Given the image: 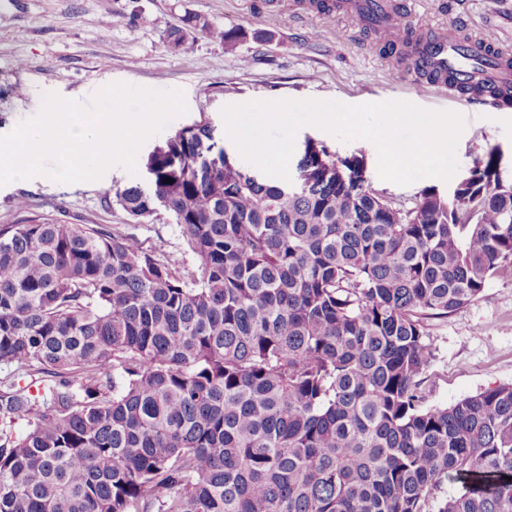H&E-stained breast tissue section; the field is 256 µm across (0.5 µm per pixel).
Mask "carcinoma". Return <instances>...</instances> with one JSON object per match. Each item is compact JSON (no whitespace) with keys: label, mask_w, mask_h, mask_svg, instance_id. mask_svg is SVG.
Returning <instances> with one entry per match:
<instances>
[{"label":"carcinoma","mask_w":512,"mask_h":512,"mask_svg":"<svg viewBox=\"0 0 512 512\" xmlns=\"http://www.w3.org/2000/svg\"><path fill=\"white\" fill-rule=\"evenodd\" d=\"M200 35L262 37L187 13L165 43L187 56ZM362 160L309 141L290 190L211 123L183 126L146 159L151 192L112 190L135 223L181 227L161 255L18 204L0 224V512H512V384L450 406L425 386L428 320L512 274L499 153L408 209Z\"/></svg>","instance_id":"1"}]
</instances>
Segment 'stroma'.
Instances as JSON below:
<instances>
[{"instance_id": "stroma-1", "label": "stroma", "mask_w": 512, "mask_h": 512, "mask_svg": "<svg viewBox=\"0 0 512 512\" xmlns=\"http://www.w3.org/2000/svg\"><path fill=\"white\" fill-rule=\"evenodd\" d=\"M416 31L444 32L456 20L465 38L490 37L512 54V0H395ZM187 13L214 24L242 27L251 36L235 52L198 38L190 55L171 52L167 30ZM265 39H257V32ZM125 82L182 90L189 112L167 127L206 118L222 126L221 110L251 100L319 99L347 104L405 100L461 114L458 177H465L490 148L500 154L498 173L512 183V106L475 104L415 75L396 56L375 47L354 16L330 21L300 0H0V135L39 112L42 96L87 99L100 87ZM339 155L363 156L371 187L396 205L412 207L430 185L447 193L452 182L423 178L407 187L381 180L377 159L360 141L341 142L313 126L306 140ZM123 167L94 182L13 181L0 185V224L11 223L25 199L36 215L75 224H125V212L108 205L115 187L132 182ZM145 246L175 252L181 229L167 215L134 226ZM433 343L426 373L429 402L450 405L487 388L512 384V278L491 281L479 298L430 322Z\"/></svg>"}]
</instances>
